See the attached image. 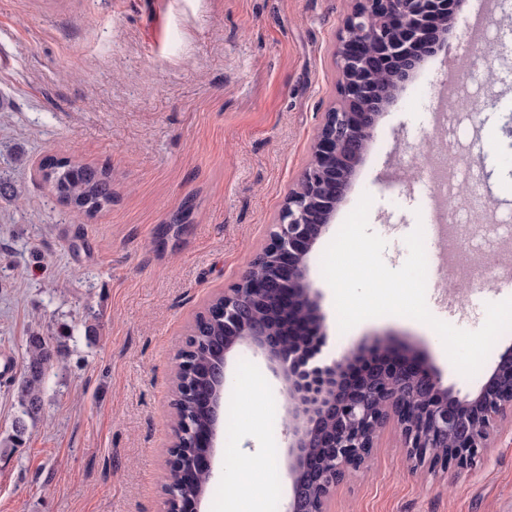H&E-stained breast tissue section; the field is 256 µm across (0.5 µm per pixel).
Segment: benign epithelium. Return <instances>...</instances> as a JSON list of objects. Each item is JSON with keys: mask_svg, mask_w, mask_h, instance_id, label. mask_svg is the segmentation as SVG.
I'll return each instance as SVG.
<instances>
[{"mask_svg": "<svg viewBox=\"0 0 512 512\" xmlns=\"http://www.w3.org/2000/svg\"><path fill=\"white\" fill-rule=\"evenodd\" d=\"M449 2L353 0L336 47L341 103L324 113L311 162L288 192L265 245L216 301L213 315L224 319V346L205 372L212 384L209 422L201 429L185 420L177 423L167 468L176 478L168 488L166 512H180L183 505L194 512L204 495L202 487L183 493L191 479L181 467L182 449L205 448L197 468L214 477L229 356L238 347L261 354L282 383L290 483L285 512H329L336 486L365 465L391 423L415 466L458 473L488 451L498 423L512 418L511 347L480 390L461 398L411 349L382 357L371 372L352 379L360 357L379 353L378 339L326 361L282 327L285 317H293L313 328L317 348L326 344L308 257L332 223L384 110L456 29L457 12ZM448 443L447 454L434 452Z\"/></svg>", "mask_w": 512, "mask_h": 512, "instance_id": "1", "label": "benign epithelium"}]
</instances>
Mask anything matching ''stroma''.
Listing matches in <instances>:
<instances>
[{"label": "stroma", "instance_id": "stroma-1", "mask_svg": "<svg viewBox=\"0 0 512 512\" xmlns=\"http://www.w3.org/2000/svg\"><path fill=\"white\" fill-rule=\"evenodd\" d=\"M351 0H0V512H163L176 356L197 313L236 282L265 241L309 164L324 112L339 102L336 44ZM470 40L457 25L397 92L327 234L310 256L321 294L326 359L373 337L414 348L459 396L475 394L503 333L474 377L460 375L426 324L365 320L340 332L322 254L363 193L371 229L402 266L417 224L435 127L438 73L464 65ZM484 94L494 106L458 130L460 166L512 194V47L488 57ZM48 156L109 167L112 205L82 217L58 202L38 167ZM189 223H173L184 203ZM482 237L464 255L492 266L512 298V201L478 195ZM464 330L486 318L482 292L439 310ZM52 349L42 403L25 443L5 447L17 416L27 342ZM261 383L262 403L239 411L218 437L214 478L199 512H222L237 458L266 447L281 384L262 356L229 364L228 391ZM330 512H512V423L501 422L478 464L451 476L414 467L394 428L369 462L334 491Z\"/></svg>", "mask_w": 512, "mask_h": 512}]
</instances>
